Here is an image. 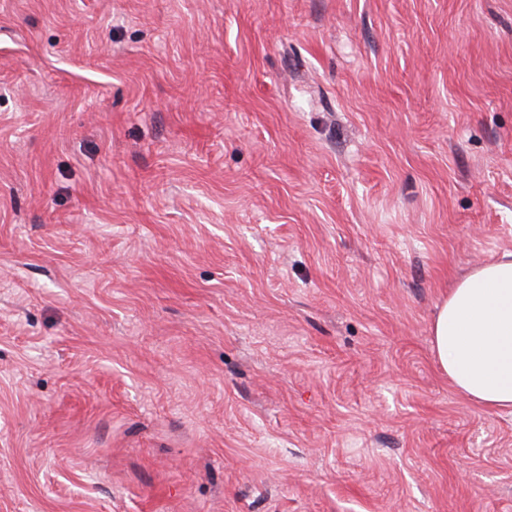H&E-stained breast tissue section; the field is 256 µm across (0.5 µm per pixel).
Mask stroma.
Wrapping results in <instances>:
<instances>
[{
	"label": "stroma",
	"mask_w": 512,
	"mask_h": 512,
	"mask_svg": "<svg viewBox=\"0 0 512 512\" xmlns=\"http://www.w3.org/2000/svg\"><path fill=\"white\" fill-rule=\"evenodd\" d=\"M506 252L512 0H0V512H512ZM432 349L461 393L490 409H512V253L475 267L442 300Z\"/></svg>",
	"instance_id": "stroma-1"
}]
</instances>
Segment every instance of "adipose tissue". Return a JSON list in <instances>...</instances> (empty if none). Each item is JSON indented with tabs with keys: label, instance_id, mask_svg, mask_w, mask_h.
Segmentation results:
<instances>
[{
	"label": "adipose tissue",
	"instance_id": "adipose-tissue-1",
	"mask_svg": "<svg viewBox=\"0 0 512 512\" xmlns=\"http://www.w3.org/2000/svg\"><path fill=\"white\" fill-rule=\"evenodd\" d=\"M431 337L458 391L484 408L512 409V253L475 267L449 290Z\"/></svg>",
	"mask_w": 512,
	"mask_h": 512
}]
</instances>
